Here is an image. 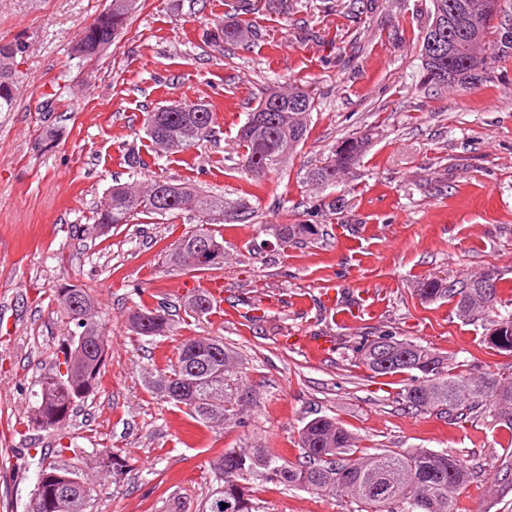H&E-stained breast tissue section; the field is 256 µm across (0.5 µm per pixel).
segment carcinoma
Here are the masks:
<instances>
[{
	"instance_id": "1",
	"label": "carcinoma",
	"mask_w": 512,
	"mask_h": 512,
	"mask_svg": "<svg viewBox=\"0 0 512 512\" xmlns=\"http://www.w3.org/2000/svg\"><path fill=\"white\" fill-rule=\"evenodd\" d=\"M139 0H112V11L98 15L79 34L75 50L91 58L110 44L127 27ZM512 16V0H431L428 25L422 36L423 78L428 84L467 86L474 84L498 56L512 53V37L490 45L486 37L495 22ZM247 26L224 25L219 40L238 43L246 40ZM15 56L25 52L20 38L0 45V111L13 105L18 82L16 69L5 49ZM316 110L312 94L297 85L287 91L270 90L260 97L239 130V144L244 148L242 167L250 172L258 166L264 174L283 167L288 158L308 137L309 120ZM215 113L201 101L184 105L175 112L156 109L146 113L144 131L156 151L174 155L185 152L205 137L201 127L209 128ZM368 146L362 136H348L325 158L306 172L305 181L318 188L340 184L359 165ZM159 185L154 180L142 188L122 183L112 186L107 198L95 212V227L126 224L139 214H156L151 191ZM186 190V197L167 208L172 215L192 212L200 224H214L216 217L232 218L246 208L244 200L228 201L201 192L187 182H172ZM276 249L285 251L323 234L319 224H273L269 228ZM189 234L181 235L167 254V261L178 266L186 262L183 246ZM504 277L495 266L464 278L433 276L418 282L417 295L423 300L449 298L455 302L458 317L486 325V343L500 353L512 354V298L505 295ZM495 287L487 288V282ZM152 322V332L145 331L143 320ZM132 331L139 336H162L170 327L163 308L140 309L130 319ZM200 338L183 341L175 363L158 370L150 388L161 393L162 382L185 387L194 400L185 403L190 415L205 426L245 424V406L239 394L245 388L238 376L237 354L224 341L209 354L204 371L194 373L196 360L191 357ZM106 337L95 327L77 329V338L68 337L59 348L52 375L61 376V366L71 377L40 389L32 409L34 423L47 430L55 428L51 417L58 409L70 418L77 403L96 388L105 364ZM358 364L374 374L407 375L402 389L406 405L417 411L436 409L460 412L474 408L488 412L492 421L512 431V375L485 373L472 376L449 367L447 358L435 350L410 340L385 333L364 338L351 346ZM299 447L304 461L293 464L267 448H229L216 461L220 484L204 499L202 512H256L250 497L247 477L260 476L269 482L291 488L325 494L343 493L357 502V512H459L460 493L470 479L464 458L428 449L405 453L384 450L352 457L355 437L339 421L320 416L300 430ZM68 512H92L83 485L68 484Z\"/></svg>"
}]
</instances>
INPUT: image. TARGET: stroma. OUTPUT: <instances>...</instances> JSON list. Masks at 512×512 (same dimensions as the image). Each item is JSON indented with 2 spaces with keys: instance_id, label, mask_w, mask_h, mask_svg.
I'll use <instances>...</instances> for the list:
<instances>
[{
  "instance_id": "stroma-1",
  "label": "stroma",
  "mask_w": 512,
  "mask_h": 512,
  "mask_svg": "<svg viewBox=\"0 0 512 512\" xmlns=\"http://www.w3.org/2000/svg\"><path fill=\"white\" fill-rule=\"evenodd\" d=\"M109 0H0V41L20 38L19 89L0 112V512H28L43 462L73 465L95 484L94 512H200L225 449L262 446L298 461L299 432L336 418L359 453L416 448L463 457L471 477L461 512H512V431L470 412L456 419L408 408L402 375L377 376L351 345L389 332L431 347L479 374L512 372V355L488 349L485 327L451 300L422 301L419 280L493 265L512 281V57L470 88L423 81L421 43L430 0H142L99 56L72 53L80 30ZM253 34L216 45L224 23ZM296 82L317 100L308 139L286 167L256 182L242 169L236 134L266 91ZM199 101L216 123L182 154L154 152L144 112ZM370 147L347 185L318 189L306 171L338 140ZM139 163H132V156ZM192 180L248 204L214 225L224 239V308L201 317L187 301L200 279L166 255L195 214L137 215L104 235L93 213L113 184ZM343 199L340 217L314 216L317 200ZM324 226L319 239L265 247L269 224ZM67 282L91 292L108 353L97 389L64 426L28 420L69 324L51 301ZM338 290L326 307V285ZM375 304L354 322L351 306ZM171 313L167 335L132 332L145 306ZM292 336H332L313 354ZM189 337L223 340L240 355L256 403L247 424L209 428L153 393L148 381ZM258 512H354L343 495L254 477Z\"/></svg>"
}]
</instances>
